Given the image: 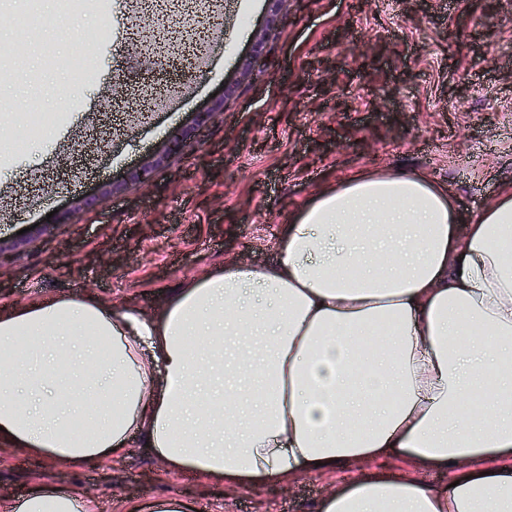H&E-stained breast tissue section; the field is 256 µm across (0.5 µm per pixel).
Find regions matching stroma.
<instances>
[{
  "label": "stroma",
  "mask_w": 512,
  "mask_h": 512,
  "mask_svg": "<svg viewBox=\"0 0 512 512\" xmlns=\"http://www.w3.org/2000/svg\"><path fill=\"white\" fill-rule=\"evenodd\" d=\"M215 11L231 37L193 91L184 71L134 60L126 97L158 82L178 102L142 121L100 109L110 75L131 61V23H161L136 0H115L97 79L76 78L81 50L52 28L41 53L58 66L34 53L0 80V104L24 94L47 118L0 163V307L92 296L154 313L225 261L271 263L299 208L356 174L420 173L447 187L462 226L512 189V0H285L276 15L268 0H215ZM61 83L80 107L58 125L52 89ZM211 108L191 153L170 158L151 185L135 179ZM90 196L97 206L78 208ZM455 475L393 457L235 488L174 471L137 440L80 468L6 448L0 512L38 484L82 492L92 512L164 495L185 512H319L326 493L356 478L445 486Z\"/></svg>",
  "instance_id": "obj_1"
}]
</instances>
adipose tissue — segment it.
<instances>
[{
	"instance_id": "obj_1",
	"label": "adipose tissue",
	"mask_w": 512,
	"mask_h": 512,
	"mask_svg": "<svg viewBox=\"0 0 512 512\" xmlns=\"http://www.w3.org/2000/svg\"><path fill=\"white\" fill-rule=\"evenodd\" d=\"M447 188L363 175L300 208L271 265L229 262L153 314L47 297L0 311V446L66 465L136 437L256 487L403 456L452 488L361 478L320 512H512V190L465 233ZM42 485L17 512H76Z\"/></svg>"
}]
</instances>
